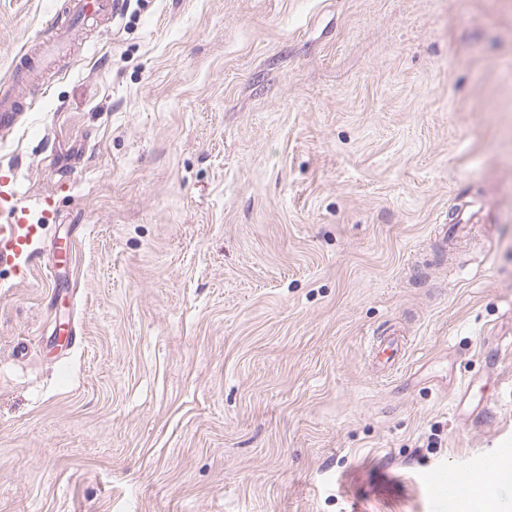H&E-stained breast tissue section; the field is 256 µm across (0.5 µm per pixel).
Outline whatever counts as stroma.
<instances>
[{
  "instance_id": "stroma-1",
  "label": "stroma",
  "mask_w": 512,
  "mask_h": 512,
  "mask_svg": "<svg viewBox=\"0 0 512 512\" xmlns=\"http://www.w3.org/2000/svg\"><path fill=\"white\" fill-rule=\"evenodd\" d=\"M26 105L0 512H455L512 447V0H128ZM404 348L398 338H379L370 351V362L376 372L390 370L398 365L403 356ZM512 462V448H500L496 454L477 456L465 466L448 468L443 473H433L432 480L448 487V492L466 494L472 502L473 512H482L493 492L490 482L505 465Z\"/></svg>"
}]
</instances>
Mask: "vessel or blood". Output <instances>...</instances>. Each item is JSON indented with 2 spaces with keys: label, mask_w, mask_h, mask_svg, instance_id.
Masks as SVG:
<instances>
[{
  "label": "vessel or blood",
  "mask_w": 512,
  "mask_h": 512,
  "mask_svg": "<svg viewBox=\"0 0 512 512\" xmlns=\"http://www.w3.org/2000/svg\"><path fill=\"white\" fill-rule=\"evenodd\" d=\"M122 10L121 0H67L68 21L58 28L54 39L46 45L42 57L23 53L18 62L13 64L8 81L0 83V128L7 129L14 124L23 103L16 93V87L33 79L40 62L66 54L78 26L89 18L114 16ZM16 194L15 181L0 179V213L6 217L5 223L0 224V264L24 270L31 259V248L40 227L30 223L25 210L14 205ZM403 356L404 348L398 338H382L372 347L370 362L375 371L383 372L398 365ZM510 463L512 448H502L495 454L475 457L465 466L433 474L432 479L448 487L449 491L468 495L473 512H483V505L493 492L492 478Z\"/></svg>",
  "instance_id": "1"
}]
</instances>
